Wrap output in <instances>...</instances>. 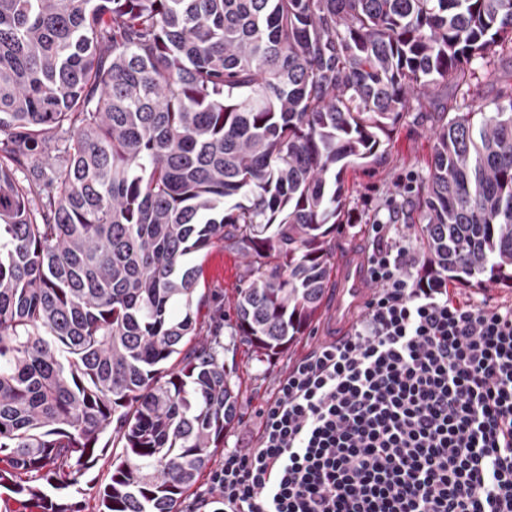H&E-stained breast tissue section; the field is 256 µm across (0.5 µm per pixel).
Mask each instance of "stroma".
<instances>
[{
	"label": "stroma",
	"instance_id": "stroma-1",
	"mask_svg": "<svg viewBox=\"0 0 512 512\" xmlns=\"http://www.w3.org/2000/svg\"><path fill=\"white\" fill-rule=\"evenodd\" d=\"M455 96V90L443 89L421 99L386 141L383 162L347 173V206L357 221L342 225L332 237L334 259H341L351 250L364 255L373 252L377 243L367 235L366 227L383 223L390 225L393 240L409 247L410 273L423 268L428 256L421 247L419 225L408 218L415 195L407 185L427 178L438 114ZM243 272L244 261L237 253L221 245L210 250L204 262L206 298L197 316L201 333L211 332L215 325L223 323L225 313L231 312ZM324 322V315H317L293 345L270 356L254 350L241 337L225 336L224 364L235 369L240 415L224 433L225 447L241 448L247 444L257 425L259 408L272 397L280 379L298 357L321 342Z\"/></svg>",
	"mask_w": 512,
	"mask_h": 512
}]
</instances>
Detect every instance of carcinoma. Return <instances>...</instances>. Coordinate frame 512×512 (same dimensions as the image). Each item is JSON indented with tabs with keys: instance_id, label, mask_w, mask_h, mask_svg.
<instances>
[{
	"instance_id": "obj_1",
	"label": "carcinoma",
	"mask_w": 512,
	"mask_h": 512,
	"mask_svg": "<svg viewBox=\"0 0 512 512\" xmlns=\"http://www.w3.org/2000/svg\"><path fill=\"white\" fill-rule=\"evenodd\" d=\"M512 49V0H0V487L38 512L112 446L98 512H181L238 416L194 257L245 262L234 335L318 314L343 173ZM435 128L422 276L512 284V93ZM61 143L56 168L33 164ZM178 361V369L166 364Z\"/></svg>"
}]
</instances>
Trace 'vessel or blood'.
Instances as JSON below:
<instances>
[{
  "instance_id": "b4317fda",
  "label": "vessel or blood",
  "mask_w": 512,
  "mask_h": 512,
  "mask_svg": "<svg viewBox=\"0 0 512 512\" xmlns=\"http://www.w3.org/2000/svg\"><path fill=\"white\" fill-rule=\"evenodd\" d=\"M372 289L365 258L354 252L341 258L336 266L335 297L326 318L327 332L339 337L347 334L358 308L370 299Z\"/></svg>"
}]
</instances>
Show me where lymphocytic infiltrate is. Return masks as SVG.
Listing matches in <instances>:
<instances>
[{"label": "lymphocytic infiltrate", "instance_id": "obj_1", "mask_svg": "<svg viewBox=\"0 0 512 512\" xmlns=\"http://www.w3.org/2000/svg\"><path fill=\"white\" fill-rule=\"evenodd\" d=\"M368 231L376 293L209 472L224 512H512V305L411 278Z\"/></svg>", "mask_w": 512, "mask_h": 512}]
</instances>
